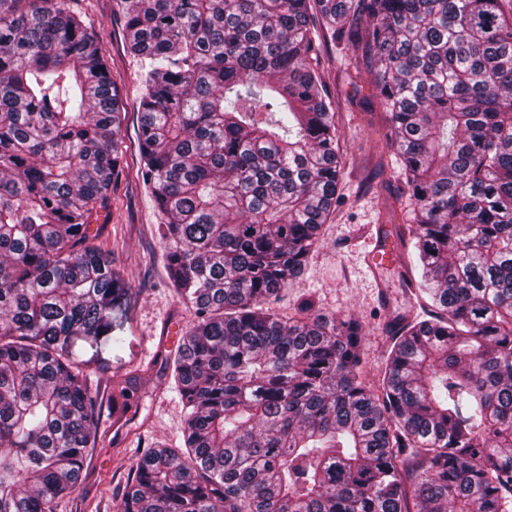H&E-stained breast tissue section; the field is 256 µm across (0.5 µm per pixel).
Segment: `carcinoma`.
Returning a JSON list of instances; mask_svg holds the SVG:
<instances>
[{
  "label": "carcinoma",
  "instance_id": "obj_1",
  "mask_svg": "<svg viewBox=\"0 0 512 512\" xmlns=\"http://www.w3.org/2000/svg\"><path fill=\"white\" fill-rule=\"evenodd\" d=\"M116 4L142 183L197 310L163 357L184 448L145 449L117 512H512V0ZM328 39L367 61L418 224L399 278L429 315L397 318L375 383L357 319L268 307L336 207ZM123 120L71 0H0V512H53L99 447L76 347L126 343L88 233Z\"/></svg>",
  "mask_w": 512,
  "mask_h": 512
}]
</instances>
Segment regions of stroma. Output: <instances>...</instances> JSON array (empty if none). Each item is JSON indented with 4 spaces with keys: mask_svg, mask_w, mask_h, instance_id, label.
Listing matches in <instances>:
<instances>
[{
    "mask_svg": "<svg viewBox=\"0 0 512 512\" xmlns=\"http://www.w3.org/2000/svg\"><path fill=\"white\" fill-rule=\"evenodd\" d=\"M73 8L98 38L125 114L119 176L108 194L106 210L100 211L91 230L129 285L122 323L130 345L109 366L90 374L102 448L92 456L75 493L56 502L55 512H116L128 468L144 449L159 442L171 448L182 444L185 408L174 382L163 373L161 358L177 349L194 312L170 285L164 256L171 242L163 237L162 215L139 178L142 62L126 48L124 22L115 0H74ZM320 67L336 103V128L345 159L336 210L323 225L321 242L309 254L301 275L270 307L290 318L308 300L324 319H359L366 332L365 370L375 381L385 366L392 334L390 315L423 311L398 277L413 263L414 252L395 246L393 236L397 228L408 235L415 231L414 206L403 191L396 150L376 135L387 116L372 74L340 42L323 47ZM386 243L395 247L394 260L371 266L372 254ZM125 380L139 398L134 415L127 419L112 413L116 384Z\"/></svg>",
    "mask_w": 512,
    "mask_h": 512,
    "instance_id": "stroma-1",
    "label": "stroma"
}]
</instances>
